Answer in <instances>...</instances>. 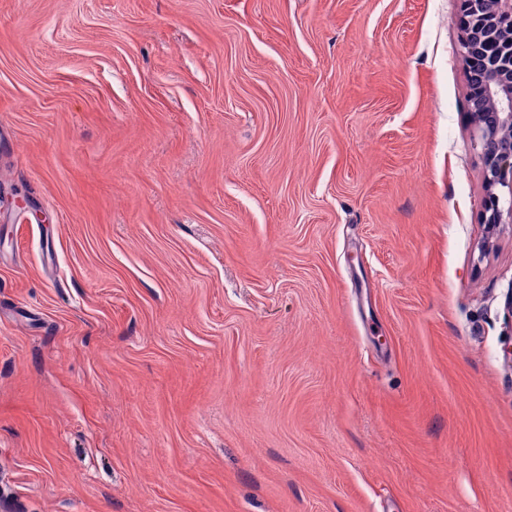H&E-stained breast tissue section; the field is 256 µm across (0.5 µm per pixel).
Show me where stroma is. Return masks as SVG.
Masks as SVG:
<instances>
[{
    "label": "stroma",
    "instance_id": "obj_1",
    "mask_svg": "<svg viewBox=\"0 0 512 512\" xmlns=\"http://www.w3.org/2000/svg\"><path fill=\"white\" fill-rule=\"evenodd\" d=\"M459 34L0 0V512H512Z\"/></svg>",
    "mask_w": 512,
    "mask_h": 512
}]
</instances>
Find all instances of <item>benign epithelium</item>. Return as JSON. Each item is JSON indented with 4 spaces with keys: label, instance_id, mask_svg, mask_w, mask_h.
Wrapping results in <instances>:
<instances>
[{
    "label": "benign epithelium",
    "instance_id": "benign-epithelium-1",
    "mask_svg": "<svg viewBox=\"0 0 512 512\" xmlns=\"http://www.w3.org/2000/svg\"><path fill=\"white\" fill-rule=\"evenodd\" d=\"M459 53L469 78L468 118L483 161L482 221L489 235L512 224V0H460ZM508 189L504 201L500 189Z\"/></svg>",
    "mask_w": 512,
    "mask_h": 512
}]
</instances>
